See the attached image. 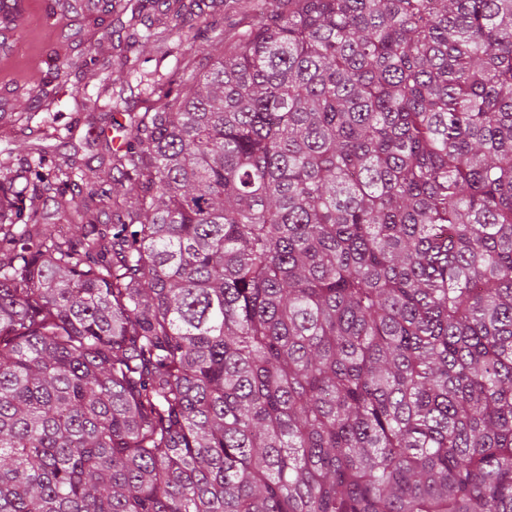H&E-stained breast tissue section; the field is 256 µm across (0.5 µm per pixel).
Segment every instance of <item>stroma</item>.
Here are the masks:
<instances>
[{
	"label": "stroma",
	"mask_w": 512,
	"mask_h": 512,
	"mask_svg": "<svg viewBox=\"0 0 512 512\" xmlns=\"http://www.w3.org/2000/svg\"><path fill=\"white\" fill-rule=\"evenodd\" d=\"M47 3L24 0L21 22L0 23V112L24 111L49 82L51 68L67 64L69 80L58 87L59 135L42 143L48 169L74 155L85 159L106 155L116 131L112 102L99 92L102 83L127 87L126 111H146L154 87L165 83L184 59L193 57L200 29L220 31L246 23L245 16L225 11L224 0H201L170 28L169 55L144 50L140 72L134 76L118 67L130 15L79 16L63 7L51 14ZM91 53L98 57L97 66L85 64Z\"/></svg>",
	"instance_id": "35a3bbf8"
}]
</instances>
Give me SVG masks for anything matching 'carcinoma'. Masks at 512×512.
I'll return each instance as SVG.
<instances>
[{"instance_id": "carcinoma-1", "label": "carcinoma", "mask_w": 512, "mask_h": 512, "mask_svg": "<svg viewBox=\"0 0 512 512\" xmlns=\"http://www.w3.org/2000/svg\"><path fill=\"white\" fill-rule=\"evenodd\" d=\"M225 2L0 178V512H512V0Z\"/></svg>"}]
</instances>
